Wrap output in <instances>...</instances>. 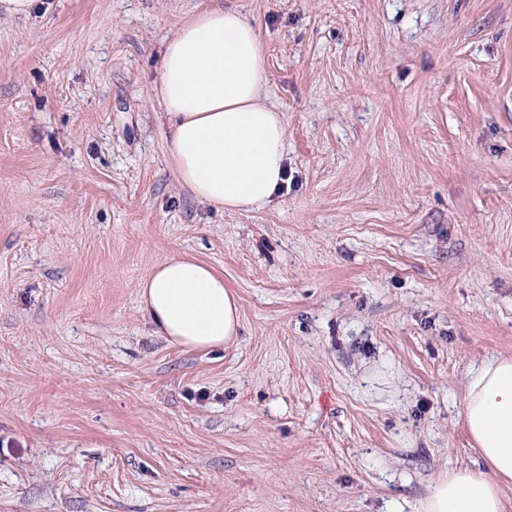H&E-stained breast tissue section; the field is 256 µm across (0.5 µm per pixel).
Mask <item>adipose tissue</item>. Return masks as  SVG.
<instances>
[{"mask_svg":"<svg viewBox=\"0 0 512 512\" xmlns=\"http://www.w3.org/2000/svg\"><path fill=\"white\" fill-rule=\"evenodd\" d=\"M266 82L259 34L235 9H206L165 40L152 90L178 175L201 203L247 211L280 190L286 128L281 113L261 100ZM139 288L143 312L169 343L211 349L238 334L235 296L197 260L161 263ZM464 417L484 464L440 476L418 512H504L501 487L512 481V359L492 358L471 371Z\"/></svg>","mask_w":512,"mask_h":512,"instance_id":"ef3b65f1","label":"adipose tissue"}]
</instances>
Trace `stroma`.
<instances>
[{
  "label": "stroma",
  "instance_id": "1",
  "mask_svg": "<svg viewBox=\"0 0 512 512\" xmlns=\"http://www.w3.org/2000/svg\"><path fill=\"white\" fill-rule=\"evenodd\" d=\"M221 5L257 28L286 180L220 212L151 88ZM191 257L241 329L157 336ZM512 358V0L0 7V512H417L481 463L471 369ZM138 288L143 312L171 344L211 349L238 334L236 297L224 287V277L195 259L157 265Z\"/></svg>",
  "mask_w": 512,
  "mask_h": 512
}]
</instances>
